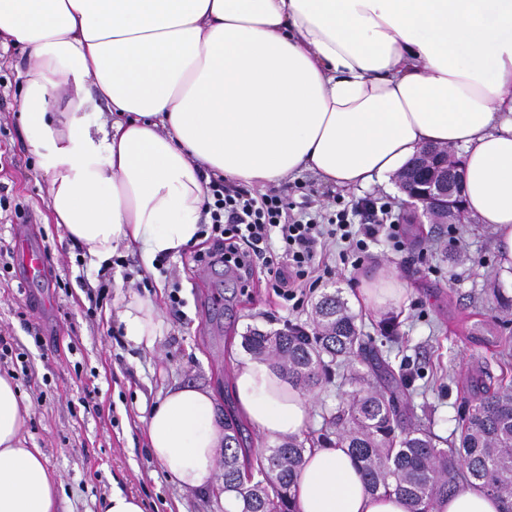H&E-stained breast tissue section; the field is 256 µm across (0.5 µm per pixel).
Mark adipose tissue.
Segmentation results:
<instances>
[{
  "label": "adipose tissue",
  "instance_id": "adipose-tissue-1",
  "mask_svg": "<svg viewBox=\"0 0 512 512\" xmlns=\"http://www.w3.org/2000/svg\"><path fill=\"white\" fill-rule=\"evenodd\" d=\"M19 47L20 120L51 220L92 259L144 262L200 239L211 178L247 187L302 172L361 189L426 145L458 147L470 218L512 269V0H0V48ZM65 96H57L58 87ZM109 116L91 127L86 107ZM124 336L157 339L151 300L118 303ZM241 414L271 441L301 434L310 403L267 361L235 370ZM28 408L0 375V512H58V479L23 445ZM149 451L184 491L244 503L217 469L224 422L211 388H171L146 418ZM298 512H408L365 490L343 448H317ZM468 487L434 512H499Z\"/></svg>",
  "mask_w": 512,
  "mask_h": 512
}]
</instances>
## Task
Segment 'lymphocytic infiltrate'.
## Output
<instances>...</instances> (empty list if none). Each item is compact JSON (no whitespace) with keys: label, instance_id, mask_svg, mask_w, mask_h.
<instances>
[{"label":"lymphocytic infiltrate","instance_id":"obj_1","mask_svg":"<svg viewBox=\"0 0 512 512\" xmlns=\"http://www.w3.org/2000/svg\"><path fill=\"white\" fill-rule=\"evenodd\" d=\"M209 195L211 223L201 233L210 247L196 253V262L222 263L244 281L264 269L276 295L298 307L306 291L322 280L318 258L328 246L340 242L346 253L356 255L383 237L396 250L405 248L401 227L392 221L391 203L379 198L357 204L364 220L354 228L344 210L332 227L294 212L292 203L273 188L261 193L219 178L211 180Z\"/></svg>","mask_w":512,"mask_h":512}]
</instances>
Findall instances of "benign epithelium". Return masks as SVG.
I'll list each match as a JSON object with an SVG mask.
<instances>
[{"mask_svg": "<svg viewBox=\"0 0 512 512\" xmlns=\"http://www.w3.org/2000/svg\"><path fill=\"white\" fill-rule=\"evenodd\" d=\"M451 160L448 148L427 145L411 166L399 173L398 183L408 197L411 223L420 224L425 218L430 224H453L466 215L464 170L459 163L449 164Z\"/></svg>", "mask_w": 512, "mask_h": 512, "instance_id": "benign-epithelium-1", "label": "benign epithelium"}]
</instances>
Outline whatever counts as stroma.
<instances>
[{
  "label": "stroma",
  "mask_w": 512,
  "mask_h": 512,
  "mask_svg": "<svg viewBox=\"0 0 512 512\" xmlns=\"http://www.w3.org/2000/svg\"><path fill=\"white\" fill-rule=\"evenodd\" d=\"M29 64L20 49L0 56V247L21 251L29 241L49 247L43 272L25 273L15 265L0 279V331L26 348L30 371L1 363L29 407L24 432L27 447L42 448L57 476L60 512H99L113 489L139 496L145 512H219L218 500L205 492L181 491L148 452L145 417L169 388L209 386L219 395L222 414L236 416L231 372L248 359L244 338L250 330L274 332L285 322L310 324L315 303L340 293L357 317L371 350L353 358L367 375L411 372L407 414H430L431 430L457 438L458 419L484 388L512 381V274L503 273L496 234L487 225L465 219L455 229L419 224L403 251L388 240L370 244L359 265L331 252L328 272L303 306H283L259 274L248 285L224 276L214 283L192 259V250L167 256L165 269L145 266L136 250L118 248L122 264L112 268V287L103 303L91 306L76 278H95L100 261L78 269L75 250H64V228L49 218L46 183L18 117V73ZM289 201L351 206L364 197L406 212L400 187L372 184L344 189L304 172L279 185ZM394 276L404 297L381 309L363 302L364 285L379 275ZM181 283L183 300L172 309V280ZM139 290H132V283ZM138 292L153 301L162 334L153 347L129 343L117 318L121 295ZM397 323L394 341L380 337L377 324ZM39 327L44 346H36L28 326ZM346 387L326 382L309 393L311 423L304 437L316 439L324 419L346 398Z\"/></svg>",
  "instance_id": "obj_1"
}]
</instances>
